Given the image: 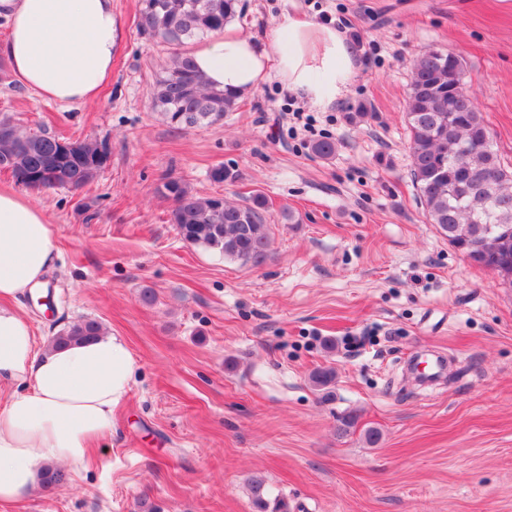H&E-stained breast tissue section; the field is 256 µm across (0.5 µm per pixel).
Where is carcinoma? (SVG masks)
<instances>
[{"mask_svg": "<svg viewBox=\"0 0 512 512\" xmlns=\"http://www.w3.org/2000/svg\"><path fill=\"white\" fill-rule=\"evenodd\" d=\"M237 7L238 0H142V33L170 50L152 105L172 127L212 125L236 109L237 96L212 87L186 47L223 30ZM464 72L462 59L449 50L426 49L414 59L406 106L410 175L429 223L450 245L470 254L474 264L512 286V171L494 145L482 144L489 129L472 94H453ZM5 160L4 170L34 190L76 191L106 166L96 143L81 140L72 151L52 133L22 130L6 113L0 116V163ZM159 190L173 201L171 223L184 241L253 266L268 260L262 197L232 205L214 196H197L175 179L162 182ZM102 333L99 321L85 319L63 329L52 343L87 341ZM250 493L259 508H267L264 480H252Z\"/></svg>", "mask_w": 512, "mask_h": 512, "instance_id": "cac0c4a2", "label": "carcinoma"}]
</instances>
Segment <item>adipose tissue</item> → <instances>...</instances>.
I'll return each instance as SVG.
<instances>
[{"instance_id": "ef3b65f1", "label": "adipose tissue", "mask_w": 512, "mask_h": 512, "mask_svg": "<svg viewBox=\"0 0 512 512\" xmlns=\"http://www.w3.org/2000/svg\"><path fill=\"white\" fill-rule=\"evenodd\" d=\"M0 56L19 86L63 106L97 101L112 79L117 41L112 0H0ZM209 83L242 95L277 77L283 88L328 106L348 87L356 48L340 31L283 18L265 46L228 24L194 52ZM58 258L44 209L0 188V507L30 497L46 466L83 465L125 402L137 370L122 337L105 334L37 348L17 303Z\"/></svg>"}]
</instances>
